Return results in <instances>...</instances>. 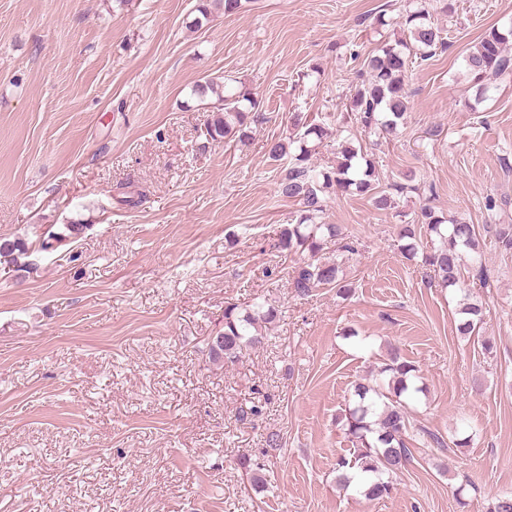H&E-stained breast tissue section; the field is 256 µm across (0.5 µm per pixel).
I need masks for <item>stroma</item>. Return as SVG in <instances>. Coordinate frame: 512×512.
Here are the masks:
<instances>
[{"mask_svg": "<svg viewBox=\"0 0 512 512\" xmlns=\"http://www.w3.org/2000/svg\"><path fill=\"white\" fill-rule=\"evenodd\" d=\"M448 2L433 18L451 46L409 68L406 123L374 156L385 181L414 173L432 206L475 226L489 279L464 286L490 353L456 336L454 290L400 252L417 194L391 210L328 200L324 222L360 243L342 267L349 298L296 296L305 256L276 247L299 206L277 191L267 141L309 114L329 130L312 161L332 165L351 82L402 37L411 0H248L199 28L197 0H0V241L30 249L0 264V512H486L512 493V254L490 232L512 224V73L478 104L462 67L512 26V0ZM224 75L269 117L245 144L205 137L217 98L192 87ZM123 189L142 201L124 205ZM68 224L81 234L39 251ZM229 302L278 316L221 366L205 339ZM392 346L426 391L411 465L369 502L336 484L351 447L338 418Z\"/></svg>", "mask_w": 512, "mask_h": 512, "instance_id": "35a3bbf8", "label": "stroma"}]
</instances>
